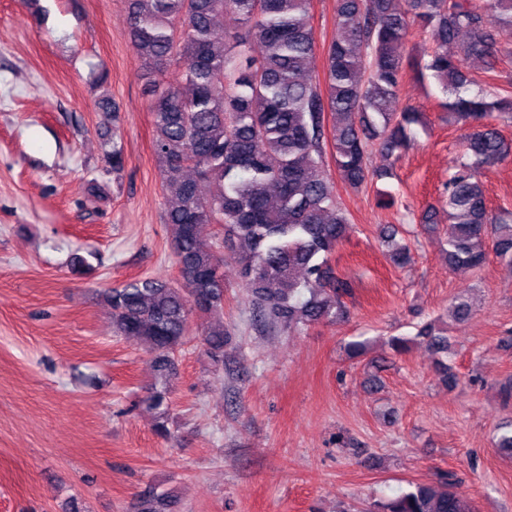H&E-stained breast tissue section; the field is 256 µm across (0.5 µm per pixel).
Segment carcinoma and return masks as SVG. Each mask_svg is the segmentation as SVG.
<instances>
[{"mask_svg":"<svg viewBox=\"0 0 512 512\" xmlns=\"http://www.w3.org/2000/svg\"><path fill=\"white\" fill-rule=\"evenodd\" d=\"M336 0L338 38L325 53L326 79L306 78L317 43L311 0H129V35L149 86L153 153L162 175L164 223L180 283L137 279L103 293L113 332L153 355L155 382L142 400L154 432L170 435L168 386L177 372L189 318L204 317V343L224 363V257L201 235L224 232L249 303L264 321L302 330L344 319L350 284L331 256L349 219L336 200L325 144L336 175L351 188L369 179L374 148L399 159L422 113L398 107L406 40L415 25L430 30L431 72L448 112L468 122L463 155L448 172V267L479 271L493 253L512 265V213L487 209L477 168L503 163L512 146L489 122L512 119V91L482 88L466 69L479 59L494 70L497 33L512 28V0ZM179 69L167 76V66ZM107 170L119 176L124 153L104 146ZM390 261L411 263L407 244ZM416 337L448 356L447 329L430 321ZM131 512H177L166 491L148 487ZM370 512H474L452 479L417 482Z\"/></svg>","mask_w":512,"mask_h":512,"instance_id":"carcinoma-1","label":"carcinoma"}]
</instances>
